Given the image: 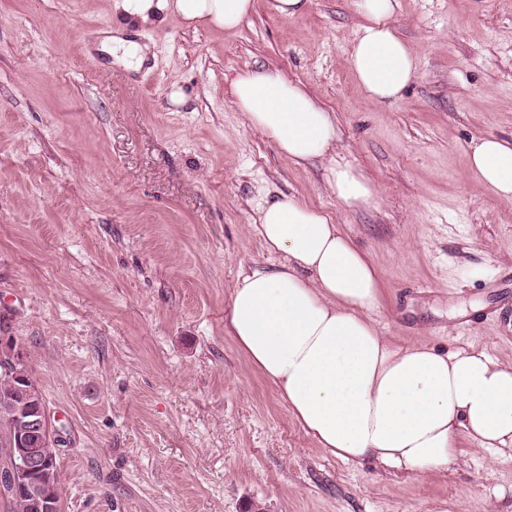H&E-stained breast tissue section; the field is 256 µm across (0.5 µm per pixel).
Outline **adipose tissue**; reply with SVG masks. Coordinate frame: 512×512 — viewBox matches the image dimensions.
Returning <instances> with one entry per match:
<instances>
[{"mask_svg":"<svg viewBox=\"0 0 512 512\" xmlns=\"http://www.w3.org/2000/svg\"><path fill=\"white\" fill-rule=\"evenodd\" d=\"M396 6L397 0L360 2L365 23L348 64L372 101L400 98L418 72L395 23ZM112 7L126 25L104 43L136 71L150 48L133 39L135 29L175 17L194 30H233L255 0H113ZM233 96L249 125L282 155L299 164L324 159L338 201L375 205L374 186L331 156L336 128L310 93L264 69L239 76ZM469 171L497 199L512 201V142L479 139ZM258 212L257 230L281 261L239 279L225 328L320 448L346 461L373 459L416 473L455 464L462 436L512 452V362L395 343L374 319L381 306L376 268L326 213L288 195Z\"/></svg>","mask_w":512,"mask_h":512,"instance_id":"ef3b65f1","label":"adipose tissue"}]
</instances>
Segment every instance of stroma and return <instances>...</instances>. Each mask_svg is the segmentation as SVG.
<instances>
[{"label":"stroma","mask_w":512,"mask_h":512,"mask_svg":"<svg viewBox=\"0 0 512 512\" xmlns=\"http://www.w3.org/2000/svg\"><path fill=\"white\" fill-rule=\"evenodd\" d=\"M121 22L111 0H0V315L65 440L61 512H512V454L466 438L425 474L318 448L224 330L240 275L279 262L254 217L285 194L374 264L394 342L512 361V203L467 172L472 143L512 140V0H398L418 73L394 102L346 63L358 0H256L230 32L170 17L132 72L98 47ZM260 67L329 112L377 206L248 125L232 84Z\"/></svg>","instance_id":"35a3bbf8"}]
</instances>
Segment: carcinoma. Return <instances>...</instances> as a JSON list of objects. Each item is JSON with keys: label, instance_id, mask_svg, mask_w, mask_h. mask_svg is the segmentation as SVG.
Here are the masks:
<instances>
[{"label": "carcinoma", "instance_id": "1", "mask_svg": "<svg viewBox=\"0 0 512 512\" xmlns=\"http://www.w3.org/2000/svg\"><path fill=\"white\" fill-rule=\"evenodd\" d=\"M32 385L34 380L24 360L16 363L8 373L0 371V507L3 512H39L36 498L1 480V476L16 467L18 444L22 435L21 418L38 406V399L29 392ZM32 480L40 494H46L55 503H60L56 454L46 456Z\"/></svg>", "mask_w": 512, "mask_h": 512}]
</instances>
